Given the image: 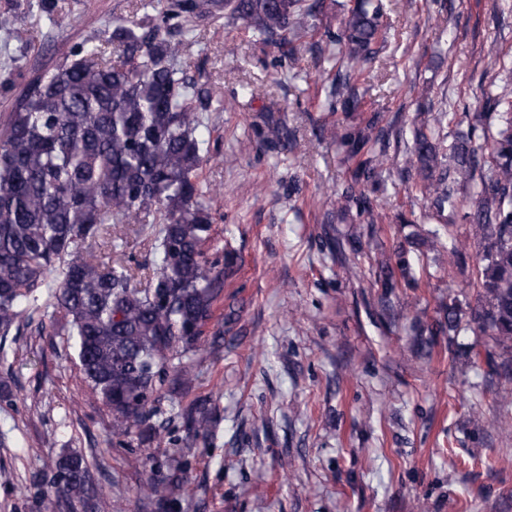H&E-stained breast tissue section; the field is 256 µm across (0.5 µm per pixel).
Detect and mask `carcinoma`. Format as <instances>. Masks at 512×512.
<instances>
[{"instance_id":"1","label":"carcinoma","mask_w":512,"mask_h":512,"mask_svg":"<svg viewBox=\"0 0 512 512\" xmlns=\"http://www.w3.org/2000/svg\"><path fill=\"white\" fill-rule=\"evenodd\" d=\"M324 0H166L152 18L117 24L111 41L122 55L106 56L89 39L72 58L34 77L0 123V337L24 315L49 308L68 326L92 396L112 414V435L134 432L161 443L167 423L157 421L162 394L189 390L214 304L234 275L232 263L208 256L214 215L198 172L210 158L198 107L207 91L183 75V43L175 39L195 20L224 12L267 43L287 47L295 61L313 48L339 67L327 87L329 112L342 117L321 124L318 137L348 148L355 159L350 182L336 198L339 211H355L367 225L366 240L351 242L380 270V304L405 286L419 288L412 253L460 254L477 248L473 277L479 304L467 312L456 296L440 302L431 336L448 337V354L469 356L461 333L485 336L499 349L488 356L493 376L512 399V82L486 96L479 126L458 132L449 147L426 131L414 132L417 179L413 188L428 211L457 215L468 225L459 238L451 224L421 228L396 242L390 255L374 253L384 223L372 194L384 184L390 130L375 113L353 123L365 91L360 74L379 53L384 29L382 0H360L321 42L307 41L318 28ZM267 145L293 148L287 127L269 119L257 131ZM138 225L151 240L154 264L132 268L122 251L103 262L83 254L89 241L112 238V229ZM188 434L207 436L213 409L205 400L185 413ZM66 499L83 512H99L90 463L82 451L62 448L47 457ZM172 468L167 498L190 495Z\"/></svg>"}]
</instances>
